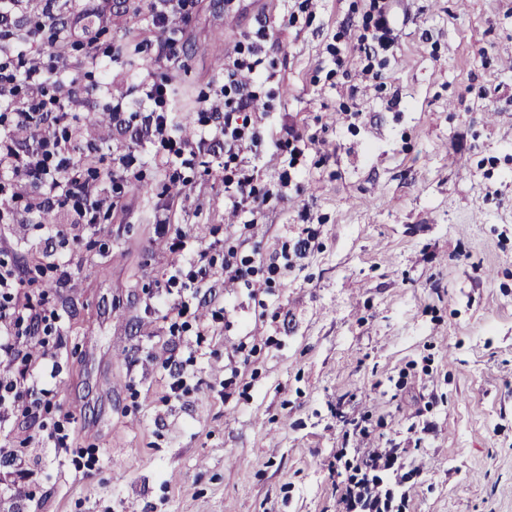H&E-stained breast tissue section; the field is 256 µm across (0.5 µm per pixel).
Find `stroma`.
<instances>
[{
    "label": "stroma",
    "mask_w": 512,
    "mask_h": 512,
    "mask_svg": "<svg viewBox=\"0 0 512 512\" xmlns=\"http://www.w3.org/2000/svg\"><path fill=\"white\" fill-rule=\"evenodd\" d=\"M294 8L182 0L171 44L150 0H71L58 92L77 94L81 149L108 167L134 150L139 179L112 185L91 240L60 205L0 230V258L36 269L51 253L73 272L43 278L51 365L38 423L0 429L23 463L0 512H342L357 448L404 449L407 512H512V0H393L394 42L370 60L352 46L371 0H312L281 29ZM262 18L272 122L315 143L287 199L236 216L222 154L163 170L110 112L140 114L141 80L162 82L197 139ZM162 214L220 241L215 265L229 247L259 263L253 288L214 283L174 333L156 304L181 262Z\"/></svg>",
    "instance_id": "obj_1"
}]
</instances>
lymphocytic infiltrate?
I'll list each match as a JSON object with an SVG mask.
<instances>
[{
    "label": "lymphocytic infiltrate",
    "mask_w": 512,
    "mask_h": 512,
    "mask_svg": "<svg viewBox=\"0 0 512 512\" xmlns=\"http://www.w3.org/2000/svg\"><path fill=\"white\" fill-rule=\"evenodd\" d=\"M24 2L0 0V102L11 104L9 113L0 114V205L22 198L27 209L37 213L65 203L76 224L90 232L96 229L100 214L115 209L116 203L101 193L78 154L70 100L48 89L50 75L62 67L60 57L47 51L28 59L17 49L14 29ZM268 30V25H260L255 39L235 45L224 67V105L211 107V124L198 140L175 136L173 117L157 111V104L169 95L167 86L148 79L141 82L144 100L151 106L147 122L164 149L159 164L168 168L180 161L187 163L214 146H223L225 159L235 165L224 177V204L235 213L263 208L272 197L257 186L255 159L266 145L284 144L291 171L298 168L312 144L292 126L281 133H267L270 115L256 109L263 88L275 78L261 46ZM45 123L52 125L53 135L25 146L17 144L15 128ZM246 149L251 159H242ZM170 248L187 256L165 284L167 298L162 306L166 318L175 322L186 313L189 297L199 296L209 282L213 246L189 242L177 232ZM42 286L40 280L23 279L12 263L0 261V357L15 363L10 374L0 377V427L18 413L32 422L39 418L36 396L45 384L41 367L47 361L42 337L53 328L52 316L33 302ZM397 461L394 448L369 449L358 455L344 481L346 512H393L394 494L384 488L381 475Z\"/></svg>",
    "instance_id": "obj_1"
}]
</instances>
